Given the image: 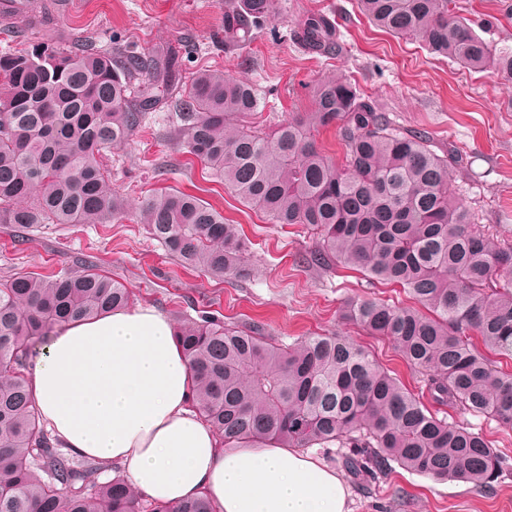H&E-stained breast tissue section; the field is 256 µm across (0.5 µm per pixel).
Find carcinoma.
<instances>
[{"label": "carcinoma", "mask_w": 512, "mask_h": 512, "mask_svg": "<svg viewBox=\"0 0 512 512\" xmlns=\"http://www.w3.org/2000/svg\"><path fill=\"white\" fill-rule=\"evenodd\" d=\"M375 27L416 38L472 72L512 79V53L456 15V0H356ZM275 0H224V52L253 41ZM313 53L344 44L321 11L294 34ZM256 88L222 71L191 77L181 50L115 52L91 43L0 53V224H109L129 203L102 157L150 112L169 110L185 148L248 208L317 240L307 262L359 268L399 286L413 305L349 300L344 317L388 340L424 372L410 391L349 336L292 345L259 325L184 316L175 326L199 410L222 439L283 448H347L343 466L365 484L394 461L433 479L485 486L503 458L434 407L487 415L512 428V245L496 244L454 196L457 147L439 154L425 130L395 125L378 99L346 76L313 89V104L268 132ZM335 129L337 165L316 135ZM166 255L211 277L244 278L248 240L200 198L157 193L135 212ZM119 280L87 264L0 286V512H214L204 495L176 506L145 501L121 476L62 450L33 406L32 348L66 322L129 306Z\"/></svg>", "instance_id": "1"}]
</instances>
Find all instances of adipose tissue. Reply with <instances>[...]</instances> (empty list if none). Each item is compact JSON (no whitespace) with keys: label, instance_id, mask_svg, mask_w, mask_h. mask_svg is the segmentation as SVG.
<instances>
[{"label":"adipose tissue","instance_id":"obj_1","mask_svg":"<svg viewBox=\"0 0 512 512\" xmlns=\"http://www.w3.org/2000/svg\"><path fill=\"white\" fill-rule=\"evenodd\" d=\"M41 420L71 454L120 466L148 499L216 512H351L336 471L270 442L229 447L192 405L174 324L148 307L58 326L34 367Z\"/></svg>","mask_w":512,"mask_h":512}]
</instances>
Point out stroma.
<instances>
[{"label": "stroma", "instance_id": "obj_1", "mask_svg": "<svg viewBox=\"0 0 512 512\" xmlns=\"http://www.w3.org/2000/svg\"><path fill=\"white\" fill-rule=\"evenodd\" d=\"M42 40L69 45L83 40L102 48L143 51L189 41L186 75L220 69L252 83L271 104L260 122L271 128L289 113L310 109V88L333 75L352 77L376 96L390 119L432 133L438 147L453 144L467 161L453 174L457 200L498 242L512 244V80L494 71L472 73L432 57L417 41L373 27L355 0H277L274 18L234 53L217 47L224 0H30ZM463 17L497 47L512 51V0H458ZM335 15L347 47L340 57L303 52L294 39L309 12ZM103 163L112 187L130 207L154 191L193 194L240 225L251 243L247 278L217 280L174 264L132 216L109 224H40L16 240L0 224V284L23 273L52 275L83 259L123 282L134 306H152L170 319L209 312L225 321L257 323L285 343L306 336L345 333L412 390L424 386L394 347L345 322L340 311L353 298L404 300L398 286H372L361 273L303 264L315 238L298 226L270 223L245 207L224 183L210 176L176 136L167 111L149 114L129 141ZM461 422L491 443L507 465L489 486L437 481L390 463L369 485L351 484L353 512H512V428L483 415Z\"/></svg>", "mask_w": 512, "mask_h": 512}]
</instances>
